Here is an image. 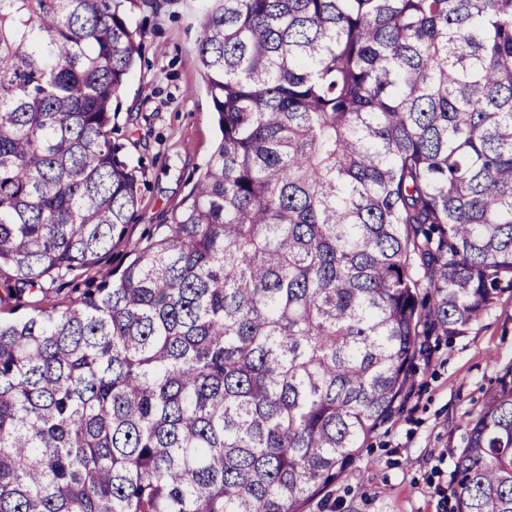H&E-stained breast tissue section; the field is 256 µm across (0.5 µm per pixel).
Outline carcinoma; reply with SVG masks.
Segmentation results:
<instances>
[{"instance_id":"carcinoma-1","label":"carcinoma","mask_w":512,"mask_h":512,"mask_svg":"<svg viewBox=\"0 0 512 512\" xmlns=\"http://www.w3.org/2000/svg\"><path fill=\"white\" fill-rule=\"evenodd\" d=\"M220 140L120 270L124 0H0V512H300L512 286V0H210ZM30 299L33 313L16 311ZM453 512H512V379Z\"/></svg>"}]
</instances>
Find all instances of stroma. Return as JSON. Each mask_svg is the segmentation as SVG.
<instances>
[{
    "label": "stroma",
    "mask_w": 512,
    "mask_h": 512,
    "mask_svg": "<svg viewBox=\"0 0 512 512\" xmlns=\"http://www.w3.org/2000/svg\"><path fill=\"white\" fill-rule=\"evenodd\" d=\"M207 7L208 0H165L157 13L138 0L130 7L146 36L116 121L127 125L125 152L142 167L141 195L124 246L106 256L103 269L126 263L128 246L180 206L212 152L217 128L197 54ZM429 344L415 362L411 397L301 512H451L445 491L464 423L512 367V289L466 333L433 336Z\"/></svg>",
    "instance_id": "35a3bbf8"
}]
</instances>
